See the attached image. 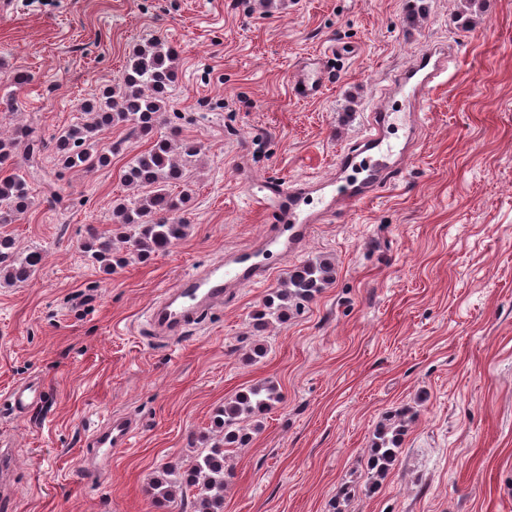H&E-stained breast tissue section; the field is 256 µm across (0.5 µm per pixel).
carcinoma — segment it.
<instances>
[{
	"label": "carcinoma",
	"instance_id": "obj_1",
	"mask_svg": "<svg viewBox=\"0 0 512 512\" xmlns=\"http://www.w3.org/2000/svg\"><path fill=\"white\" fill-rule=\"evenodd\" d=\"M177 59V49L159 38L138 45L127 57L121 83L82 101L78 121L56 137L57 165L84 172L110 163L116 147L104 145L103 135L113 126L122 125L130 134L150 141L149 148L128 163L124 183L134 192L114 200L112 232L89 227L82 242L85 252L105 270L166 254L186 235L188 224L183 213L189 194L185 186L189 185L191 169L202 146L183 137L173 126L159 133L167 124L166 106L178 79ZM33 79L32 73L16 69L6 84H0L1 114L14 111L17 95ZM22 145L33 155L44 148L26 126H17L9 135L0 136V227L19 223L34 202L28 171L17 161ZM43 259L39 250L16 254L15 239L0 234L1 282H29ZM333 273L332 264L324 260L295 267L253 311V329L263 332L271 320L284 318L291 307L314 300L332 281ZM279 400L277 386L265 380L224 402L212 418L217 435L211 446L193 456L176 481L158 477L145 493L162 503L177 492L184 496L191 491L194 512H224V491L234 478L233 469L226 465L228 452L249 443L251 433L261 429L258 417ZM412 419L413 415L400 411L377 428L367 461L371 485H376L396 460L406 424Z\"/></svg>",
	"mask_w": 512,
	"mask_h": 512
}]
</instances>
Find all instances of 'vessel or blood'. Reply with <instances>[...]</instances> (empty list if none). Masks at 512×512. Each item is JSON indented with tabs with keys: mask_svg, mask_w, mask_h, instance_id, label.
Here are the masks:
<instances>
[{
	"mask_svg": "<svg viewBox=\"0 0 512 512\" xmlns=\"http://www.w3.org/2000/svg\"><path fill=\"white\" fill-rule=\"evenodd\" d=\"M454 52L451 46L427 48L413 66L395 75L394 83L412 111H419L432 91L442 84ZM324 90L320 56L307 57L291 82L293 97L315 100ZM390 118L386 106L371 107L364 133L339 151L334 176L247 183L251 206L268 213L274 222L280 223V230L262 238L258 244L232 252L224 260L188 273L177 285L166 289L163 298L147 311L154 332L168 339L177 338L204 314L223 306L233 289L253 285L267 277L269 254L283 257L296 254L317 224L366 203L389 186L400 169L399 154L387 135ZM41 398L42 386L35 378L10 393L14 409L21 414ZM135 428L131 418L112 417L89 435L86 456L111 459L115 451L129 446Z\"/></svg>",
	"mask_w": 512,
	"mask_h": 512,
	"instance_id": "b4317fda",
	"label": "vessel or blood"
}]
</instances>
